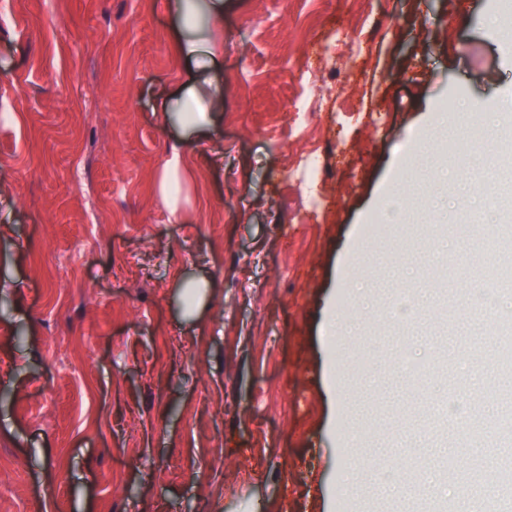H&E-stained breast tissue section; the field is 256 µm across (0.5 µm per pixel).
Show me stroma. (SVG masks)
Masks as SVG:
<instances>
[{
  "mask_svg": "<svg viewBox=\"0 0 512 512\" xmlns=\"http://www.w3.org/2000/svg\"><path fill=\"white\" fill-rule=\"evenodd\" d=\"M166 2L0 0V512H418L447 468L482 492L512 440L480 418L399 496L380 477L448 397L512 392L465 297L512 262V0H224L209 70ZM214 74L209 135L158 108ZM455 102L488 119L474 152ZM314 147L308 217L285 159ZM392 191L411 222L384 223Z\"/></svg>",
  "mask_w": 512,
  "mask_h": 512,
  "instance_id": "1",
  "label": "stroma"
}]
</instances>
